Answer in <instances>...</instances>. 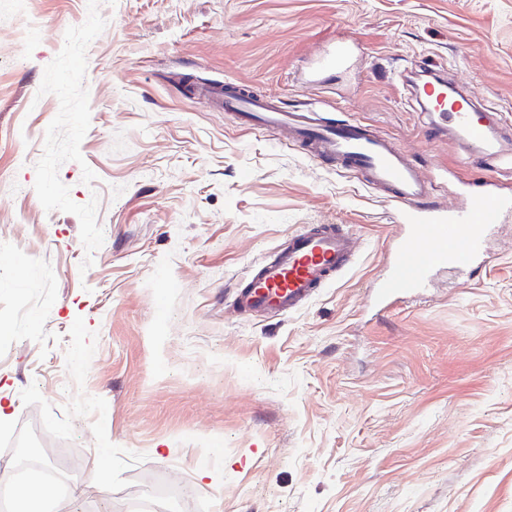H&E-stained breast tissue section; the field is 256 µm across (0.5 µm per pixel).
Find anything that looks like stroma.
Masks as SVG:
<instances>
[{
  "instance_id": "1",
  "label": "stroma",
  "mask_w": 512,
  "mask_h": 512,
  "mask_svg": "<svg viewBox=\"0 0 512 512\" xmlns=\"http://www.w3.org/2000/svg\"><path fill=\"white\" fill-rule=\"evenodd\" d=\"M0 462L36 440L85 482L55 512H512V223L487 259L386 311L385 192L188 92L245 81L361 121L457 208L512 191V0H0ZM352 45L321 87L307 64ZM503 113L495 155L420 101V71ZM351 265L300 310L239 312L288 237ZM107 457L104 474L94 472Z\"/></svg>"
}]
</instances>
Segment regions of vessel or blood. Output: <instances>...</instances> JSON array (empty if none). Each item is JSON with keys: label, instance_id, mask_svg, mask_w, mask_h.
I'll list each match as a JSON object with an SVG mask.
<instances>
[{"label": "vessel or blood", "instance_id": "1", "mask_svg": "<svg viewBox=\"0 0 512 512\" xmlns=\"http://www.w3.org/2000/svg\"><path fill=\"white\" fill-rule=\"evenodd\" d=\"M192 92L233 113L246 128L286 131L310 155L336 160L366 185L388 193L400 230L388 253L386 273L372 291L379 303L419 292L437 272L482 263L487 233L512 219V196L500 192L488 175L471 181L461 208L440 205L420 168L368 126L339 123L315 111L288 110L242 84L201 81ZM423 96L433 111L446 114L462 140L493 154L487 118L468 99L438 81L425 84ZM353 253L350 236L331 224L291 234L272 259L251 273L235 303L248 313L297 311L347 266Z\"/></svg>", "mask_w": 512, "mask_h": 512}]
</instances>
